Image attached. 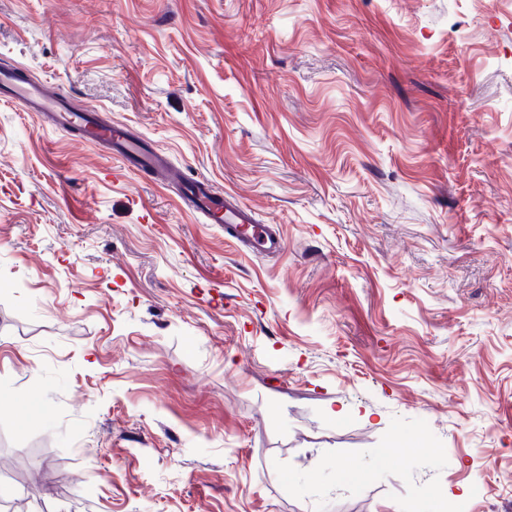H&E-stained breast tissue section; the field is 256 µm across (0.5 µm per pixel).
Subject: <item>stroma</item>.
I'll return each mask as SVG.
<instances>
[{
    "label": "stroma",
    "instance_id": "stroma-1",
    "mask_svg": "<svg viewBox=\"0 0 512 512\" xmlns=\"http://www.w3.org/2000/svg\"><path fill=\"white\" fill-rule=\"evenodd\" d=\"M13 64L286 249L0 101V505L512 512V0H0Z\"/></svg>",
    "mask_w": 512,
    "mask_h": 512
}]
</instances>
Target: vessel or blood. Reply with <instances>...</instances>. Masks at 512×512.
<instances>
[{"instance_id":"b4317fda","label":"vessel or blood","mask_w":512,"mask_h":512,"mask_svg":"<svg viewBox=\"0 0 512 512\" xmlns=\"http://www.w3.org/2000/svg\"><path fill=\"white\" fill-rule=\"evenodd\" d=\"M0 99L37 113L42 122L76 132L81 143L106 147L117 152L125 168L162 173L171 167L165 155L155 150L144 137L134 134L120 122L102 118L98 108L74 109L66 96L49 93L30 81L18 68H0ZM181 182L182 199L209 223L223 227L225 234L265 256L281 255L286 243L277 226L257 223L252 212L204 181L176 173Z\"/></svg>"}]
</instances>
